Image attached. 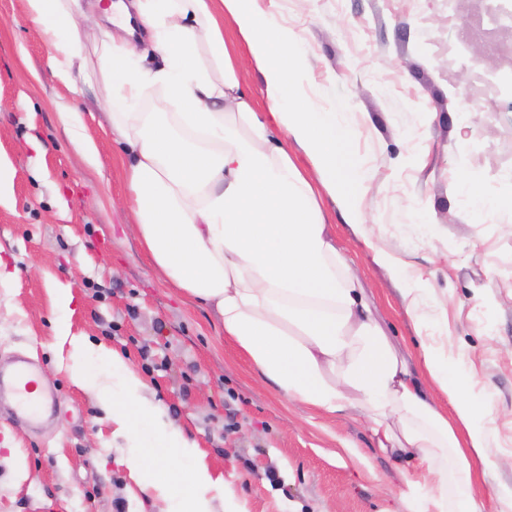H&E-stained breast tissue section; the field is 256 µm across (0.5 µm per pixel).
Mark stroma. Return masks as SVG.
I'll list each match as a JSON object with an SVG mask.
<instances>
[{"label": "stroma", "instance_id": "35a3bbf8", "mask_svg": "<svg viewBox=\"0 0 512 512\" xmlns=\"http://www.w3.org/2000/svg\"><path fill=\"white\" fill-rule=\"evenodd\" d=\"M292 30L314 104L341 103L357 128L350 150L370 169L363 200L378 246L432 274L442 307L426 316L454 371L491 403L488 462L473 460L470 495L500 512L512 487V210L478 222L462 181L492 192L512 175V111L495 95L461 106L475 78L449 64L458 0H260ZM224 37L256 102L263 79L231 18ZM51 47L25 0H0V156L13 192L0 204V372L18 357L47 382L51 411L21 413L0 391V512H148L131 477L134 450L113 436L102 406L69 377V344L53 326L55 292L67 319L122 351L169 419L195 442L228 491L215 512H395L409 459L378 450L357 415L329 417L288 402L255 374L207 306L155 268L130 231L125 179L96 82L71 91L49 68ZM81 112L97 149L88 164L60 115ZM328 223L398 352L418 366L417 338L386 269L358 242L338 205ZM490 293H483V284Z\"/></svg>", "mask_w": 512, "mask_h": 512}]
</instances>
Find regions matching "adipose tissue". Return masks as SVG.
Instances as JSON below:
<instances>
[{
    "label": "adipose tissue",
    "instance_id": "1",
    "mask_svg": "<svg viewBox=\"0 0 512 512\" xmlns=\"http://www.w3.org/2000/svg\"><path fill=\"white\" fill-rule=\"evenodd\" d=\"M28 16L55 48L49 66L68 86L99 74L112 136L123 155L125 205L151 263L217 315L252 369L288 400L330 415L363 417L380 450L415 461L396 512H477L471 461L492 454L469 376L430 342L423 305L434 286L423 272L379 249L361 209L367 173L347 148L343 113L309 104L297 41L258 0H120L112 22L148 30L159 58L136 64L134 41L108 35L88 55L79 0H26ZM235 22L261 72L267 111L242 89L214 15ZM161 87L172 112H143L145 89ZM297 145L313 172L303 173ZM338 202L398 286L414 321L425 379L416 378L373 318L364 287L325 222L323 198ZM71 376L112 414L115 433L137 437L131 476L155 512H210L206 494L224 488L194 443L148 400L123 355L71 341ZM452 403L451 414L432 394ZM464 428L466 440L456 430ZM172 456L193 459L186 471Z\"/></svg>",
    "mask_w": 512,
    "mask_h": 512
}]
</instances>
